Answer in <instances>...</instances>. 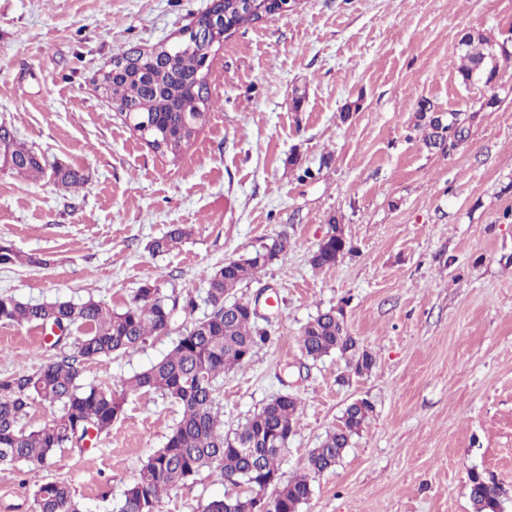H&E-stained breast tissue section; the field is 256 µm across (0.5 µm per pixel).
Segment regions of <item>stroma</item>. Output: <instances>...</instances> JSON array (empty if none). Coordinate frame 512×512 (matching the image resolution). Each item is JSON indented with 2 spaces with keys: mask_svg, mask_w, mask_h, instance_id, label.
<instances>
[{
  "mask_svg": "<svg viewBox=\"0 0 512 512\" xmlns=\"http://www.w3.org/2000/svg\"><path fill=\"white\" fill-rule=\"evenodd\" d=\"M211 3L0 0V123L86 177L70 192L50 174L0 171V243L47 261L0 266V293L120 311L156 281L194 298L169 334L82 365L84 382L117 390L208 313L205 270L286 234L287 253L236 291L267 292L274 305L258 322L269 341L220 382L225 432L276 394L297 395L288 477L365 398L371 416L300 512H472L474 470L512 512V62L491 86L457 74L462 38L503 41L512 0H300L213 47L207 122L182 155L163 158L112 118L97 81L125 50L175 40ZM423 99L468 115L454 150L424 145ZM334 223L350 251L313 270ZM175 225L189 237L148 250ZM330 307L373 355L368 374L337 353L302 356V328ZM50 354L41 329L0 325V377ZM180 414L160 394H129L109 434L0 475V512H32L34 491L56 479L85 512H110ZM227 490L204 469L160 510L198 512Z\"/></svg>",
  "mask_w": 512,
  "mask_h": 512,
  "instance_id": "35a3bbf8",
  "label": "stroma"
}]
</instances>
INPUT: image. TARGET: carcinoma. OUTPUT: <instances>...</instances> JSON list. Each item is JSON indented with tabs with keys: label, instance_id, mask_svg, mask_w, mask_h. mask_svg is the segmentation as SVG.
<instances>
[{
	"label": "carcinoma",
	"instance_id": "carcinoma-1",
	"mask_svg": "<svg viewBox=\"0 0 512 512\" xmlns=\"http://www.w3.org/2000/svg\"><path fill=\"white\" fill-rule=\"evenodd\" d=\"M214 0L193 25L183 29L180 40L188 44L194 34L202 41L192 49L171 54L144 53L135 47L127 54L141 61L139 75L116 76L107 81L105 96L112 101L114 117L129 127L157 155L178 157L197 139L211 106L208 83L197 81L212 48L240 28L278 14L275 7L258 14L261 0ZM457 72L463 84L482 80L489 85L497 77L499 58L512 59L503 43L479 35L465 43ZM417 117L428 148L444 145V132L460 122V113L450 112L444 122L434 116L433 105L423 100ZM0 167L31 180L45 173L43 157L17 140L12 129L0 125ZM57 181L77 187L83 176L62 165L54 168ZM189 231L175 225L150 242L154 253H165L182 242ZM288 249V237L279 234L250 255L224 263L206 275V304L210 312L191 324L172 350L149 368L130 377L121 390L101 383H83L80 366L111 355H121L154 336L167 333L177 299L163 293L156 281L144 283L134 300L120 312L99 301L81 304L55 300L23 303L0 294V324L34 325L45 330L58 326L65 335L50 344L55 354L36 371L0 378V474L12 473L21 464L44 467L59 448L78 447L92 429L107 434L122 415L130 393L158 392L181 407V416L171 428L162 448L152 453L139 477L123 494L113 512H160L170 491L204 468L235 486L244 485L259 494L269 482L281 485L274 496L273 512H299L312 495L315 477L340 462L353 436L359 434L372 412L371 403L343 412L339 424L326 432L318 447L305 459L304 473L280 484L282 454L297 423L299 400L281 392L247 418L233 433L224 432V411L219 400V379L225 373L250 365L268 340L256 318L244 311L235 292L244 282L272 264ZM350 252L336 225L318 244L310 263L329 269ZM43 264L31 254L0 244V265ZM335 308L320 311L298 336L301 353L313 361L332 353L348 357L357 375L371 371L373 357L359 348ZM35 403L59 407L60 414L36 430L27 431L21 421ZM473 512H500V489L482 473L469 477ZM254 497L216 498L200 506V512H244ZM34 512H83L69 483L48 481L33 496Z\"/></svg>",
	"mask_w": 512,
	"mask_h": 512
}]
</instances>
